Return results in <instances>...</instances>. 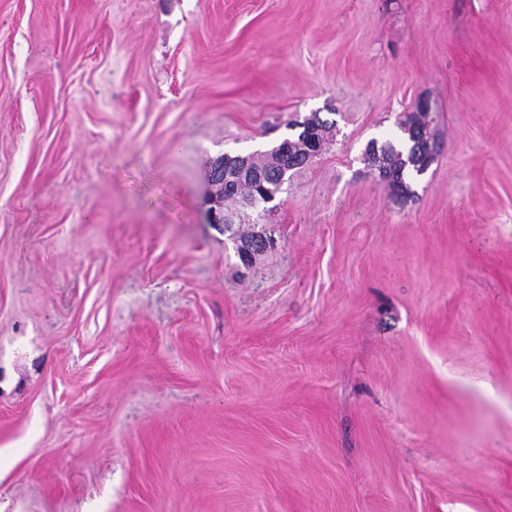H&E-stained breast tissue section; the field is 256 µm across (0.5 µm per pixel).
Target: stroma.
<instances>
[{"label":"stroma","mask_w":512,"mask_h":512,"mask_svg":"<svg viewBox=\"0 0 512 512\" xmlns=\"http://www.w3.org/2000/svg\"><path fill=\"white\" fill-rule=\"evenodd\" d=\"M0 512H512V0H0ZM414 112L430 111L425 102H418L413 113L404 122H400L401 130L406 136L394 135L380 144L377 140H372L366 147L368 164L378 171V175L379 171L386 172L389 179L387 185L394 192H407L410 181L419 176L418 172L428 168L433 160V155H430L420 166H417L420 161H414V149L420 145L419 141L424 136L430 139L431 123L430 113ZM297 127L304 131L303 138L306 139L308 144V148L306 149V153L303 158H293L288 154V152H293L295 154L302 152L305 144L301 142H292L289 145L288 143H282L278 147L267 151L268 155L270 156L271 164L276 167L278 173L281 175L280 187L283 185L288 172L294 171L304 166L306 163L313 160L322 152L321 147L317 144L314 138L313 129L306 125H298ZM244 179L252 180L264 189L266 186L274 193L278 191L279 176L276 173H269L265 177L264 186L262 176H256L251 167L250 154L234 156L223 154L209 162L208 182L210 188L208 203L210 207L207 210L208 224L224 226V236L234 244L235 253L240 263L248 267L254 258L251 248H248L242 242L238 246L235 239L233 215L224 209V195L234 191L238 182Z\"/></svg>","instance_id":"stroma-1"}]
</instances>
